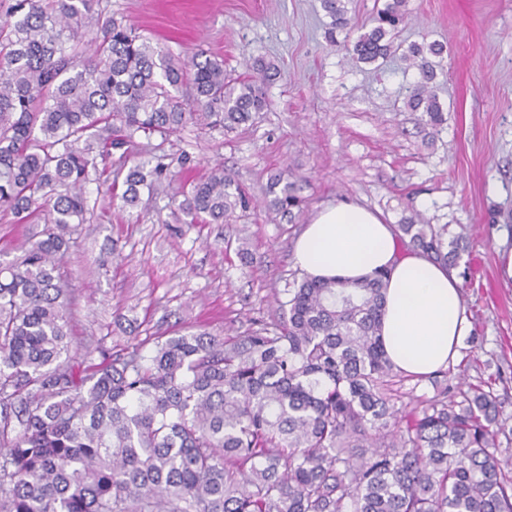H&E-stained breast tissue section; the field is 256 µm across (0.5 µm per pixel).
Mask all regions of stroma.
Listing matches in <instances>:
<instances>
[{"instance_id": "obj_1", "label": "stroma", "mask_w": 512, "mask_h": 512, "mask_svg": "<svg viewBox=\"0 0 512 512\" xmlns=\"http://www.w3.org/2000/svg\"><path fill=\"white\" fill-rule=\"evenodd\" d=\"M174 52L204 50L231 76L256 59L275 62L267 107L233 132L191 126L146 140L147 160L168 170L157 191L132 208L89 184L94 211L63 259L74 364L86 369L101 349L146 348L204 328L240 335L277 319L295 266L294 243L313 214L340 201L381 212L398 225L417 216L448 224L469 240L471 257L452 273L469 333L439 382L401 373L393 400L401 421L421 413L437 384H476L483 362L512 366V0H409L403 43L448 47L436 92L448 121L437 132L405 106L418 79L401 56L358 64L329 41L321 0H102ZM221 166L255 209L230 224H187L171 201L184 173ZM288 168L300 181L299 208L269 209L268 179ZM247 246L240 258L239 246Z\"/></svg>"}]
</instances>
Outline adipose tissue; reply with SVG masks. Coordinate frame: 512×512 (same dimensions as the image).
Wrapping results in <instances>:
<instances>
[{"instance_id": "ef3b65f1", "label": "adipose tissue", "mask_w": 512, "mask_h": 512, "mask_svg": "<svg viewBox=\"0 0 512 512\" xmlns=\"http://www.w3.org/2000/svg\"><path fill=\"white\" fill-rule=\"evenodd\" d=\"M294 260L316 278L389 270L382 337L407 373H432L457 356L469 329L457 279L418 254H400L392 225L372 210L348 202L322 208L299 237Z\"/></svg>"}]
</instances>
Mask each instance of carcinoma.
Segmentation results:
<instances>
[{
	"instance_id": "cac0c4a2",
	"label": "carcinoma",
	"mask_w": 512,
	"mask_h": 512,
	"mask_svg": "<svg viewBox=\"0 0 512 512\" xmlns=\"http://www.w3.org/2000/svg\"><path fill=\"white\" fill-rule=\"evenodd\" d=\"M406 0H387L351 57L399 48ZM331 33L345 0H322ZM0 26V213L31 224L22 255L0 262V512H512L497 457L512 428L482 386L437 395L396 429L400 369L381 336L388 272L362 281L302 274L279 318L239 336L205 329L153 350L101 351L91 373L70 359V288L58 255L90 212L86 184L114 148L189 124L231 132L266 107L278 75L257 62L224 77L136 32L100 0H16ZM95 37L85 40L89 32ZM446 45L412 44L419 72L406 107L448 121L434 90ZM164 166L128 167L134 206ZM298 176L271 177L272 210L299 207ZM186 223L229 224L253 201L222 168L185 182ZM407 249L445 267L468 251L447 224L398 225Z\"/></svg>"
}]
</instances>
